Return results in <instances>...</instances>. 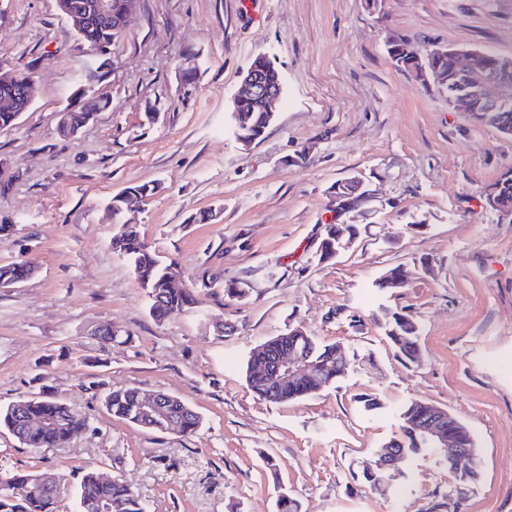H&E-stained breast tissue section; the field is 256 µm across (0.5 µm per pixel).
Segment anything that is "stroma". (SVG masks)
Returning a JSON list of instances; mask_svg holds the SVG:
<instances>
[{
  "label": "stroma",
  "instance_id": "stroma-1",
  "mask_svg": "<svg viewBox=\"0 0 512 512\" xmlns=\"http://www.w3.org/2000/svg\"><path fill=\"white\" fill-rule=\"evenodd\" d=\"M398 39L510 56L512 0H138L91 88L109 108L66 139L60 115L95 58L56 0H0V73L36 88L0 128V215L16 222L0 264L35 267L0 287V406L44 389L89 423L64 448L0 433V473L52 475L63 512L88 468L129 483L149 512H277L282 486L301 512H512V213L480 198L512 168V136L397 71ZM259 54L284 94L245 147L231 100ZM355 173L374 197L344 218L353 246L320 261L333 188ZM143 182L160 188L128 218L184 283H210L192 312L161 323L111 247L106 204ZM397 265L406 286L375 288ZM231 283L242 296L225 295ZM389 310L417 322L418 361L396 357ZM298 326L344 346L346 376L294 403L259 400L250 352ZM101 327L116 340L101 344ZM127 386L180 397L200 431L112 418L100 395ZM415 399L471 430L477 480L425 450L400 459L384 490L364 483Z\"/></svg>",
  "mask_w": 512,
  "mask_h": 512
}]
</instances>
